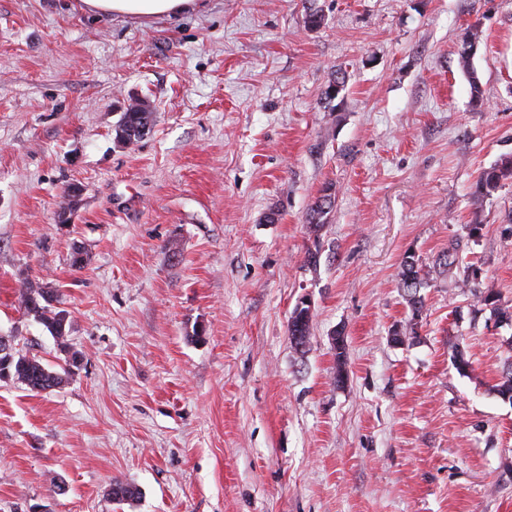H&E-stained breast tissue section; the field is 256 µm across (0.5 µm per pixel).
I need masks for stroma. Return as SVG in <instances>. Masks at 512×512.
Wrapping results in <instances>:
<instances>
[{"mask_svg":"<svg viewBox=\"0 0 512 512\" xmlns=\"http://www.w3.org/2000/svg\"><path fill=\"white\" fill-rule=\"evenodd\" d=\"M78 4L0 0V336L58 363L19 305L40 280L78 356L58 387L0 382V512H512V404L491 390L512 323L461 286L479 268L512 305V179L475 194L512 156V0ZM133 97L152 127L124 148ZM451 248L458 264L436 265ZM409 252L429 278L396 345ZM305 295L301 355L287 325ZM116 479L140 490L119 510ZM197 0H81L82 11L95 15L167 17L196 8ZM512 176V159L505 158L500 164L484 169L476 181V192L480 196H491L500 187L501 182ZM334 196V193L332 194V186H326L322 190V195L311 205L307 213L306 221L314 231L321 226L320 224H323L322 217L326 214L327 209L330 208Z\"/></svg>","mask_w":512,"mask_h":512,"instance_id":"stroma-1","label":"stroma"}]
</instances>
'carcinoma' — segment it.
<instances>
[{
  "instance_id": "obj_1",
  "label": "carcinoma",
  "mask_w": 512,
  "mask_h": 512,
  "mask_svg": "<svg viewBox=\"0 0 512 512\" xmlns=\"http://www.w3.org/2000/svg\"><path fill=\"white\" fill-rule=\"evenodd\" d=\"M480 34L471 31L463 40L458 49L460 65L467 69L470 67L472 49L479 41ZM151 116L149 104L144 101L137 102V106L123 112L118 124L114 127V140L123 146L136 144L141 141L151 129ZM512 176V159L505 158L501 163L479 173L476 181V192L480 196H490L500 187L501 182ZM332 204V186L322 189V195L311 205L306 221L310 227L317 229L322 224V217L326 214ZM398 284L403 292L410 313L406 321V327L396 330L391 336L395 344L404 343L406 337L416 334L419 319L424 310V300L420 295V289L427 284V272L418 260L411 255L405 256L399 266ZM56 301V294L42 283L26 279L21 284L20 303L27 314L41 324L46 331L54 338L57 348L70 358L65 360V367L57 371L45 363L43 359L28 352L22 353L18 350L11 354V359H0V381H13L25 385L31 391H44L61 385L70 376L69 367L78 363L76 354L70 353L67 340L66 324L67 311L61 309L53 302ZM479 301L490 308L494 315L504 321H512V306H504L499 299L490 293L479 297ZM314 313L307 309L300 311L293 310L288 319V336L294 350L303 355L307 351L310 342L311 327ZM332 346L336 359V383L345 380L347 364V341L342 333L332 337ZM452 351L453 365L457 372L466 376L471 369V362L457 343H448ZM494 394L501 400L512 402V362L508 363L492 385ZM140 495L139 489L121 480L112 481L109 498L115 505H122L137 499Z\"/></svg>"
}]
</instances>
